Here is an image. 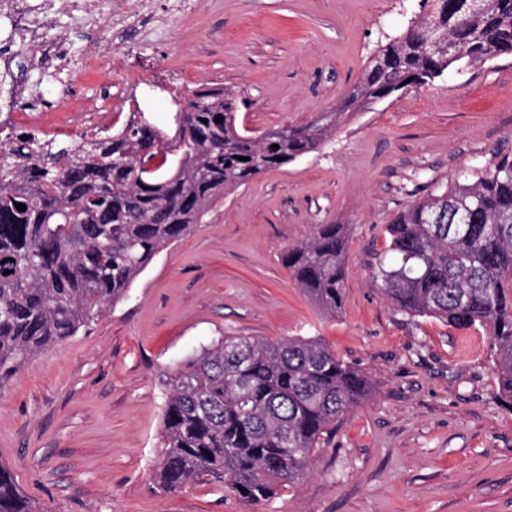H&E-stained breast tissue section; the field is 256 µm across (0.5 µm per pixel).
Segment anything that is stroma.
I'll list each match as a JSON object with an SVG mask.
<instances>
[{"label":"stroma","instance_id":"1","mask_svg":"<svg viewBox=\"0 0 512 512\" xmlns=\"http://www.w3.org/2000/svg\"><path fill=\"white\" fill-rule=\"evenodd\" d=\"M421 0H202L135 54L105 88L76 86L93 111L142 77L167 125L164 70L223 87L253 134L313 121L359 80L380 41ZM74 45L66 76L99 27L60 10ZM512 154V56L409 86L342 120L319 149L228 192L203 224L157 253L127 296L35 355L0 389V463L37 512H512V411L496 398L484 328L397 311L372 280L399 212ZM317 224L346 227L343 302L322 313L281 262ZM227 336H314L369 383L323 437L309 471L269 500L227 488L175 492L154 480L162 381Z\"/></svg>","mask_w":512,"mask_h":512}]
</instances>
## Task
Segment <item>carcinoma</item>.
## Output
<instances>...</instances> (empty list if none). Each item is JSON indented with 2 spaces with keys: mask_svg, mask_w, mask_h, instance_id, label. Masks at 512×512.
Wrapping results in <instances>:
<instances>
[{
  "mask_svg": "<svg viewBox=\"0 0 512 512\" xmlns=\"http://www.w3.org/2000/svg\"><path fill=\"white\" fill-rule=\"evenodd\" d=\"M429 2L414 26L378 46L342 104L304 126L255 136L238 127L236 100L221 87L166 90L165 129L149 112L93 141H46L1 124L0 390L125 297L227 191L318 149L341 119L393 91L512 54V0L474 10L467 0ZM430 33L439 38L432 49ZM387 233L390 257L373 267L374 282L404 314L485 327L496 398L512 408V155L410 205ZM345 249L344 225L316 224L282 256L325 313L341 308ZM163 385L158 483H222L248 503L295 483L322 436L368 393L366 377L311 336H226ZM0 512H36L2 464Z\"/></svg>",
  "mask_w": 512,
  "mask_h": 512,
  "instance_id": "carcinoma-1",
  "label": "carcinoma"
}]
</instances>
